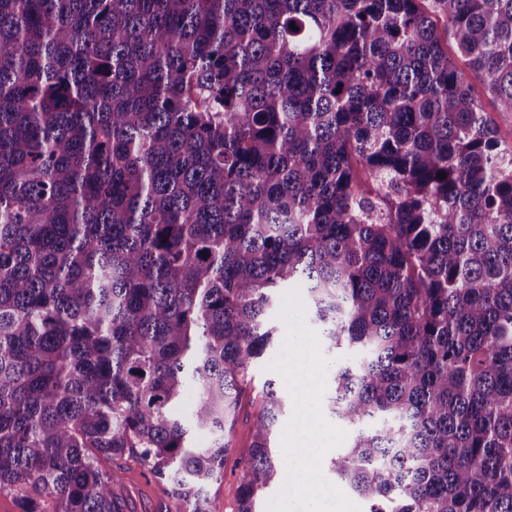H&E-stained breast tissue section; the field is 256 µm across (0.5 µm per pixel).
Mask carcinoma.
Wrapping results in <instances>:
<instances>
[{
  "label": "carcinoma",
  "mask_w": 512,
  "mask_h": 512,
  "mask_svg": "<svg viewBox=\"0 0 512 512\" xmlns=\"http://www.w3.org/2000/svg\"><path fill=\"white\" fill-rule=\"evenodd\" d=\"M474 80L512 116V0H0V493L127 512V458L221 512L299 284L356 353L336 477L369 512H512V145ZM287 407L265 382L236 512ZM472 85L474 93L481 101L485 112L494 122L498 138L509 145L512 144V121H508L500 115V112H497L496 105L491 96L485 92L483 83L474 80Z\"/></svg>",
  "instance_id": "1"
}]
</instances>
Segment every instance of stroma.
<instances>
[{
	"label": "stroma",
	"mask_w": 512,
	"mask_h": 512,
	"mask_svg": "<svg viewBox=\"0 0 512 512\" xmlns=\"http://www.w3.org/2000/svg\"><path fill=\"white\" fill-rule=\"evenodd\" d=\"M271 320L280 321L281 326L254 372L252 387L244 391L238 419L233 430V448L224 464L223 481L208 488L211 498L222 512H236L238 490L243 476L240 463L251 442L252 423L262 406L261 387L265 380L272 379L286 393L289 408L285 413L277 435V445L283 446L288 466L264 490L259 501L261 512H368V503L348 489L337 487L336 476L331 467V456L346 447L350 438L349 428L336 423L329 407L332 377L340 361L347 358L344 350L327 351L318 339V332L309 320L305 288L292 285L280 291ZM314 352L317 362L316 379L303 385L289 380L288 369L297 365L305 352ZM323 424L319 437L327 446L318 470L306 466L307 453L302 448H285L289 429L296 423ZM124 472L122 491L128 498L132 512H157L156 504L162 494L153 477L134 461L120 460ZM112 461H102L103 469H112ZM316 482L321 490L314 499L298 496L294 486L298 480Z\"/></svg>",
	"instance_id": "35a3bbf8"
}]
</instances>
